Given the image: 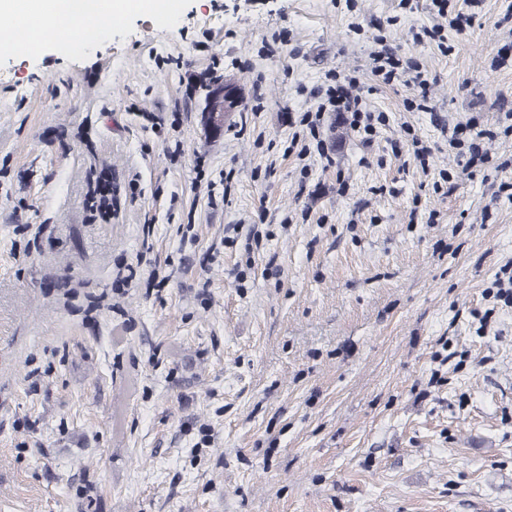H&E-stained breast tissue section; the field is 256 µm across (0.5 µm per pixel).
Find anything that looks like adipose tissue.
Masks as SVG:
<instances>
[{"label":"adipose tissue","mask_w":512,"mask_h":512,"mask_svg":"<svg viewBox=\"0 0 512 512\" xmlns=\"http://www.w3.org/2000/svg\"><path fill=\"white\" fill-rule=\"evenodd\" d=\"M157 0H0V15L13 17V27L0 28V54L35 49L43 31L45 19H55L60 27L93 26L103 17L131 9L153 10ZM22 28L25 38L12 35L13 28Z\"/></svg>","instance_id":"ef3b65f1"}]
</instances>
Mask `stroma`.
<instances>
[{"label": "stroma", "mask_w": 512, "mask_h": 512, "mask_svg": "<svg viewBox=\"0 0 512 512\" xmlns=\"http://www.w3.org/2000/svg\"><path fill=\"white\" fill-rule=\"evenodd\" d=\"M452 6L167 0L0 55V512H512V22ZM142 256L160 289L124 282ZM373 61V75L380 77L387 84L392 83L403 73L417 71L419 68L415 60L400 56L383 41L380 43V48L374 52ZM222 79H224L221 76H212L209 80V86H208V93H216L221 90V83ZM211 83V84H210ZM224 104L223 109L219 112L218 109L213 110L211 105L210 107L205 111L206 116V124L207 128L210 131H216L219 128L224 127V122L226 121L227 117L229 116V112L231 111L232 105L235 101L236 97V87L235 85L228 81L227 79H224ZM226 112V113H223ZM334 84L328 85L325 90V101L334 107L336 112H347L351 125L357 132L364 133L366 138L374 136L380 125H385L387 117L383 112H376L369 109L358 95H351L345 85L332 76ZM457 136L458 128H455V130L452 133V136L450 137L449 144L453 148L459 150L460 154H469L467 165L469 167L474 166L477 161L484 163V161L486 160V155L485 153H483V148L481 146L480 140H483L486 137H493V133L491 131L479 130L475 132V134L472 135L470 140L467 142H464V140H461Z\"/></svg>", "instance_id": "stroma-1"}]
</instances>
